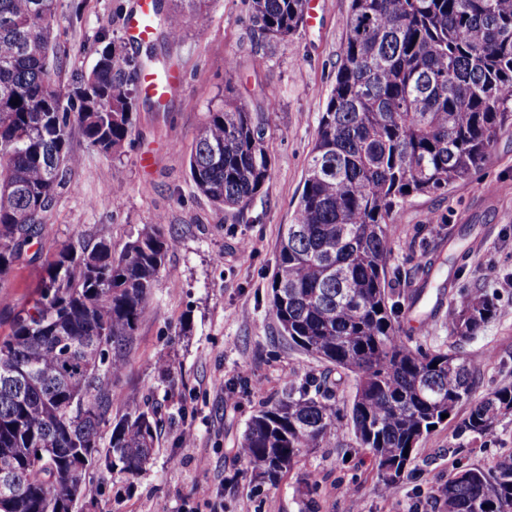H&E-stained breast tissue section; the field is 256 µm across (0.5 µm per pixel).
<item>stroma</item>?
<instances>
[{"label": "stroma", "instance_id": "stroma-1", "mask_svg": "<svg viewBox=\"0 0 512 512\" xmlns=\"http://www.w3.org/2000/svg\"><path fill=\"white\" fill-rule=\"evenodd\" d=\"M137 0H58L54 37L63 55L62 91L71 77L96 64L101 34L132 55L153 54L156 66L181 75L163 112L137 111L131 133L109 155L89 148L80 134L71 146L82 165L57 189L51 211L27 253L0 278V338L14 315L30 307L44 268L69 240L105 239L122 248L145 224L164 216L163 230L176 247L165 259L151 300L140 316L126 368L116 383L114 416L130 402L157 410L158 444L151 463L135 479L94 469L78 512H301L304 496L317 512H435L458 463L489 468L512 453V417L495 436L472 441L458 435L469 403L432 432L394 495H385L373 455L359 447L351 428L304 452L274 484L254 479L236 450L255 412L309 380L328 376L336 407L349 410L354 375L331 370L290 347L270 312L278 242L292 223L319 119L335 84L344 21L351 0H315L314 19L288 42L257 43L248 0H213L205 30L187 28L177 42L152 38L130 44L124 33ZM265 57L253 69V56ZM235 57L236 71L225 68ZM234 86L250 111L266 120L271 178L242 218L225 215L201 194L190 175L194 133L211 105ZM391 272L401 287L426 283L425 303L400 314L411 345L429 350L459 348L473 362L477 394L512 384V129L504 131L485 165L448 193L411 198L393 226ZM448 266L424 278L429 257ZM479 287L496 304L495 316L474 336L456 343L448 331V307L437 294ZM172 360L170 374L154 368ZM197 435L182 443L185 430ZM462 446L461 456L448 447ZM207 484L209 500L197 498Z\"/></svg>", "mask_w": 512, "mask_h": 512}]
</instances>
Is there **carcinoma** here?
Returning a JSON list of instances; mask_svg holds the SVG:
<instances>
[{"instance_id":"cac0c4a2","label":"carcinoma","mask_w":512,"mask_h":512,"mask_svg":"<svg viewBox=\"0 0 512 512\" xmlns=\"http://www.w3.org/2000/svg\"><path fill=\"white\" fill-rule=\"evenodd\" d=\"M307 0H251L260 43L294 36ZM56 0H0V277L23 256L57 187L82 164L73 129L102 154L118 150L137 107L130 86L152 61L97 50L93 71L56 89ZM209 0L156 2L153 28L170 41L205 28ZM18 104H13V101ZM512 128V0H351L335 85L322 112L294 222L278 243L271 312L294 348L352 373L356 392L336 409L328 377L250 419L237 455L254 477L277 482L306 448L346 425L372 452L386 492L444 414L471 402L460 434L491 437L512 417V385L475 396L472 361L459 350L411 347L396 320L389 278L393 224L406 202L475 174ZM191 178L240 217L271 177L259 113L231 87L209 108L190 147ZM164 218L116 252L77 238L47 262L38 298L0 339V461L14 468L17 498L0 512H75L77 450L107 471L137 477L152 458V410L134 405L112 421L115 381L154 282L174 246ZM448 295V330L475 336L496 314L476 291ZM112 426L107 446L99 429ZM409 453H404V448ZM33 448L50 454L36 457ZM442 512H512V454L491 468L460 466L442 490Z\"/></svg>"}]
</instances>
